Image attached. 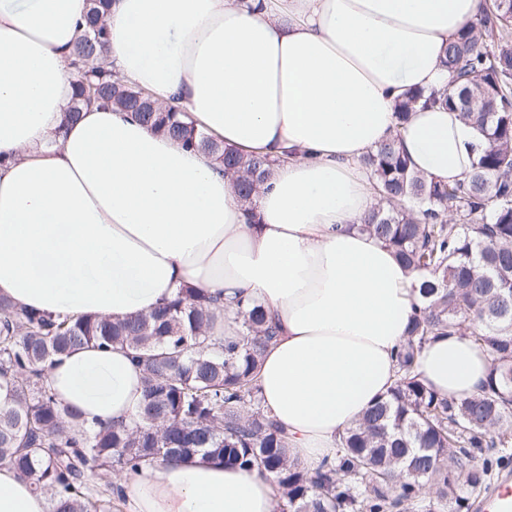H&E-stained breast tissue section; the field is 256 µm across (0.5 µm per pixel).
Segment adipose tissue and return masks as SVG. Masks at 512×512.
<instances>
[{
  "label": "adipose tissue",
  "mask_w": 512,
  "mask_h": 512,
  "mask_svg": "<svg viewBox=\"0 0 512 512\" xmlns=\"http://www.w3.org/2000/svg\"><path fill=\"white\" fill-rule=\"evenodd\" d=\"M481 0H111V56L124 81L179 106L241 154L278 158L253 204L214 157L93 105L65 124L68 51L88 0H0V296L19 310L122 319L179 284L223 295L214 329L241 334L231 302L262 304L279 334L257 371L290 455L314 469L387 395L415 295L409 272L363 231L376 198L363 159L392 135L420 175L459 180L483 147L441 104L395 106L447 87L449 41ZM256 223H249L248 212ZM491 357L469 336L421 349L427 387H484ZM87 428L130 423L142 374L127 351L88 345L48 369ZM128 512H274L271 479L200 454L115 479ZM0 512H48L0 462Z\"/></svg>",
  "instance_id": "obj_1"
}]
</instances>
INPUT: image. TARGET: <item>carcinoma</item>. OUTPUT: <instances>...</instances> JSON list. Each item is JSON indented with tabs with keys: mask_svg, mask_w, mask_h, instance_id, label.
<instances>
[{
	"mask_svg": "<svg viewBox=\"0 0 512 512\" xmlns=\"http://www.w3.org/2000/svg\"><path fill=\"white\" fill-rule=\"evenodd\" d=\"M74 43L75 95L65 122L93 102H110L154 130L224 163L247 201L275 165L234 149L145 104L108 62V0H90ZM454 81L419 90L396 105L399 121L420 100L441 102L483 136L485 147L452 185L414 172L391 139L364 159L377 206L363 225L419 274L418 304L396 352L398 380L347 431L336 460L311 471L291 459L254 377L276 327L260 305L238 308L242 335L211 331L223 314L214 299L181 285L174 300L124 321L20 313L0 297V376L12 404L0 408V461L48 496L50 512H114L122 497L90 473L132 474L147 461L201 452L225 465L257 469L277 488L275 512H469L493 467L512 457V0H482L479 14L448 45ZM456 332L490 351L481 394L441 397L416 372L421 348ZM121 346L143 372V402L129 425L83 426L47 383L52 360L76 347ZM489 457L475 462L474 451Z\"/></svg>",
	"mask_w": 512,
	"mask_h": 512,
	"instance_id": "1",
	"label": "carcinoma"
}]
</instances>
